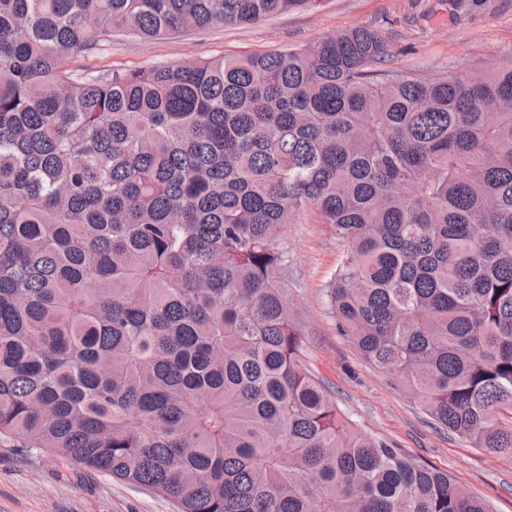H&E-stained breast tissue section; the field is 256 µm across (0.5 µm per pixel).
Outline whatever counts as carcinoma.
Masks as SVG:
<instances>
[{"label": "carcinoma", "instance_id": "1", "mask_svg": "<svg viewBox=\"0 0 512 512\" xmlns=\"http://www.w3.org/2000/svg\"><path fill=\"white\" fill-rule=\"evenodd\" d=\"M321 0H0V444L177 512H492L356 429L301 359L287 225L344 244L338 333L512 454V54L397 76L368 26L81 78L116 29Z\"/></svg>", "mask_w": 512, "mask_h": 512}]
</instances>
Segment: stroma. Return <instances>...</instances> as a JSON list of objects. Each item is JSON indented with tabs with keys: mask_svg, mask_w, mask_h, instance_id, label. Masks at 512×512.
I'll return each instance as SVG.
<instances>
[{
	"mask_svg": "<svg viewBox=\"0 0 512 512\" xmlns=\"http://www.w3.org/2000/svg\"><path fill=\"white\" fill-rule=\"evenodd\" d=\"M385 30L394 74L432 76L483 68L512 54V0H470L456 19L448 0H323L313 11L280 14L247 26L211 28L143 41L113 32L110 43L76 58L82 76L201 58L302 47L358 26ZM288 294L301 329L304 363L336 396L341 411L369 436L447 471L492 512H512V457L471 447L427 416L392 375L368 364L340 336L326 285L342 244L314 213L287 225ZM0 512H176L168 499L52 454L0 445Z\"/></svg>",
	"mask_w": 512,
	"mask_h": 512,
	"instance_id": "35a3bbf8",
	"label": "stroma"
}]
</instances>
